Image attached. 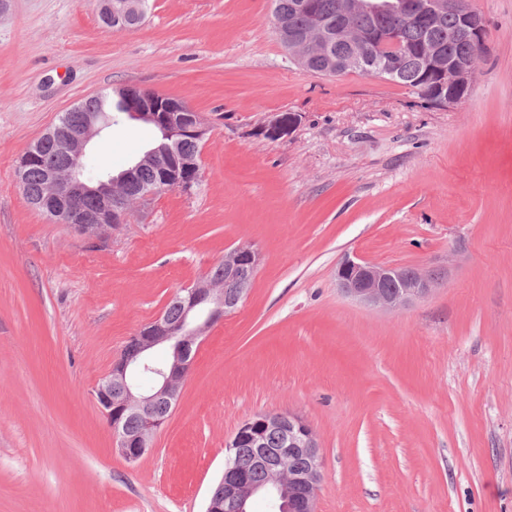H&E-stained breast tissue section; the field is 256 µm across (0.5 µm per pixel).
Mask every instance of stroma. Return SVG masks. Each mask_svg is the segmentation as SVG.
I'll use <instances>...</instances> for the list:
<instances>
[{
  "label": "stroma",
  "mask_w": 512,
  "mask_h": 512,
  "mask_svg": "<svg viewBox=\"0 0 512 512\" xmlns=\"http://www.w3.org/2000/svg\"><path fill=\"white\" fill-rule=\"evenodd\" d=\"M487 24L463 101L318 75L276 35L273 0H147L134 29L97 0L0 12V512H205L226 446L258 413L313 428L317 512H512V0ZM133 86L210 131L191 190L136 205L100 239L34 210L16 171L63 113ZM292 112L288 136L261 128ZM156 131L94 148L113 170ZM261 263L210 327L180 398L128 462L90 397L130 336L239 245ZM355 256L434 271L396 310L345 297Z\"/></svg>",
  "instance_id": "1"
}]
</instances>
